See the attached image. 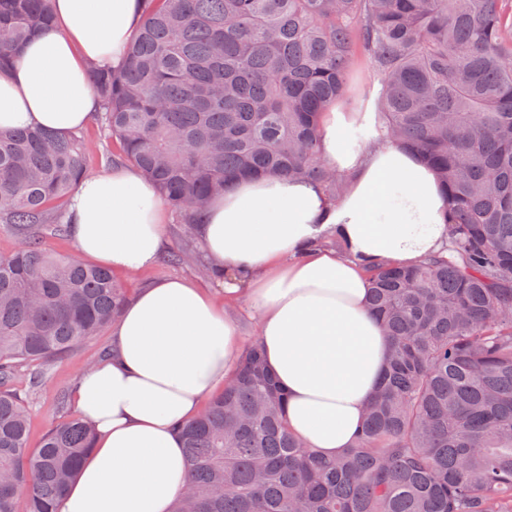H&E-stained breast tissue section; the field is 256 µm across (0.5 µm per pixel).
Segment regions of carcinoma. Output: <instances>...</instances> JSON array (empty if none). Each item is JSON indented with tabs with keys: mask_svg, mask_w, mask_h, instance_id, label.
Wrapping results in <instances>:
<instances>
[{
	"mask_svg": "<svg viewBox=\"0 0 512 512\" xmlns=\"http://www.w3.org/2000/svg\"><path fill=\"white\" fill-rule=\"evenodd\" d=\"M122 70L91 67L87 132L0 134V512H60L93 447L75 413L29 445L21 370L71 354L127 301L112 272L59 258L92 163H129L181 224L237 181L345 179L320 155L319 116L356 61L378 84L379 136L445 189L448 245L372 274L390 337L378 394L333 459L290 431L254 339L237 377L183 425L189 489L173 512H512V0H142ZM54 0H0V71Z\"/></svg>",
	"mask_w": 512,
	"mask_h": 512,
	"instance_id": "cac0c4a2",
	"label": "carcinoma"
}]
</instances>
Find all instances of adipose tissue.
I'll return each mask as SVG.
<instances>
[{
    "mask_svg": "<svg viewBox=\"0 0 512 512\" xmlns=\"http://www.w3.org/2000/svg\"><path fill=\"white\" fill-rule=\"evenodd\" d=\"M55 15L0 71V133L85 126L98 106L88 66L122 67L142 3L57 0ZM375 124V113L335 107L321 117L322 157L348 179L339 199L311 181L246 180L196 227L225 295L246 294L258 317L291 431L329 457L351 443L386 365L388 338L367 309L370 269L416 264L448 240L434 171ZM356 130L368 134L357 147ZM69 216L78 254L118 271L151 267L165 245L158 192L131 166L82 181ZM332 231L347 256L323 247ZM240 353L233 311L208 290L180 278L139 288L112 327L111 357L73 390L95 439L62 512H171L188 482L178 426L234 376Z\"/></svg>",
    "mask_w": 512,
    "mask_h": 512,
    "instance_id": "obj_1",
    "label": "adipose tissue"
}]
</instances>
